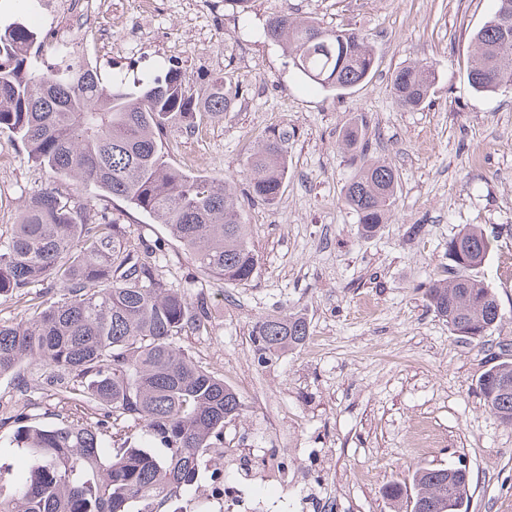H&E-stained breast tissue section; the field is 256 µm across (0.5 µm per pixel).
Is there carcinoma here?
Returning a JSON list of instances; mask_svg holds the SVG:
<instances>
[{"instance_id": "obj_1", "label": "carcinoma", "mask_w": 512, "mask_h": 512, "mask_svg": "<svg viewBox=\"0 0 512 512\" xmlns=\"http://www.w3.org/2000/svg\"><path fill=\"white\" fill-rule=\"evenodd\" d=\"M268 39L292 67L327 91H348L371 75L367 37L330 30L288 12L269 18ZM465 70L477 92L512 89V0H495L472 36ZM34 32L0 31V130L18 135L29 157L60 180L73 179L164 224L204 273L226 284L250 281L258 256L243 224L234 182L184 172L162 151V137L194 128L201 112H225L236 96L222 79L200 92L177 66L145 83L101 78L82 60L52 70L32 68ZM435 72L426 63L402 67L392 82L401 109L428 98ZM341 147L363 149L354 122ZM249 194L272 204L288 174L287 137L260 144L245 166ZM398 176L385 162L365 163L345 187L362 237L375 236L396 201ZM492 241L466 227L448 239V277L424 289L427 307L451 334L479 341L502 320L499 301L477 272ZM53 279L64 298L27 323L0 325V377L25 361L62 372L58 393L72 395L67 377L85 380L81 399L103 412L91 425L69 416L34 423L19 414L11 444L25 465L0 460V512H162L198 482L201 461L224 451V423L240 415L235 390L175 344L206 329L204 307L159 278L152 253L128 241L125 227L91 213L60 187L31 195L10 237L0 241V296ZM305 315L267 316L253 327L258 360L303 347ZM478 380L486 406L512 427V351ZM139 425L119 437L109 421ZM411 512H468L470 477L458 467L420 468L412 477Z\"/></svg>"}]
</instances>
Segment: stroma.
Segmentation results:
<instances>
[{"label": "stroma", "instance_id": "35a3bbf8", "mask_svg": "<svg viewBox=\"0 0 512 512\" xmlns=\"http://www.w3.org/2000/svg\"><path fill=\"white\" fill-rule=\"evenodd\" d=\"M494 8V0H254L242 13L224 0L201 10L193 0H155L146 14L137 0H105L80 33L82 60L104 78L147 80L177 64L197 84L217 77L237 91L227 111L202 114L193 132L164 144L185 172L234 180L258 255L251 281L206 275L165 225L89 186H69L123 224L132 244L155 248L160 278L204 306L207 331L185 332L177 344L244 405V416L224 425L223 455L204 461L179 512H197L218 475L259 500L261 512H410L408 499L385 496L387 485H410L421 467L459 464L471 477L469 512H512V428L477 387L494 352L512 344V90L478 93L464 78L472 34ZM287 10L366 34L376 57L370 79L343 95L308 84L263 35L266 20ZM415 62L432 63L436 83L421 107L403 110L392 80ZM355 121L367 126L363 158L338 144ZM280 133L288 176L267 205L249 197L244 164ZM366 159L398 174L392 215L371 239L344 200ZM56 184L17 135L0 131L1 237L26 198ZM469 225L493 241L479 276L503 314L480 343L453 336L423 296L444 275L449 238ZM60 295L46 280L1 297L0 324L31 319ZM289 311L305 313L308 343L258 362L254 324ZM55 376L26 363L0 377V450L14 467L23 463L8 446L16 411L38 422L98 418L57 395Z\"/></svg>", "mask_w": 512, "mask_h": 512}]
</instances>
